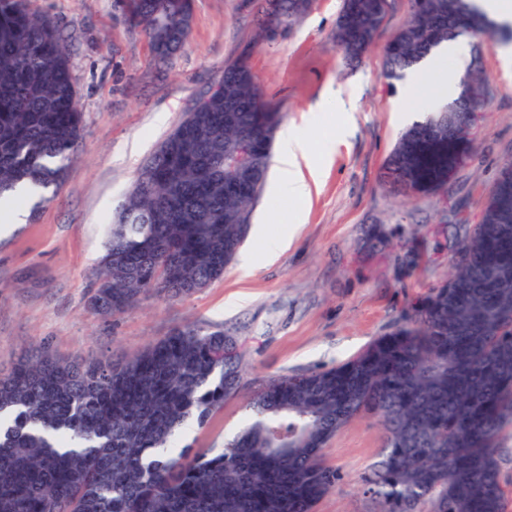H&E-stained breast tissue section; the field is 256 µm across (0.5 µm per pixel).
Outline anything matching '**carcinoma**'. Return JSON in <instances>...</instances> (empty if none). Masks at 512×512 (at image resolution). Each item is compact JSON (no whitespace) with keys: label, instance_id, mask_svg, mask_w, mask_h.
<instances>
[{"label":"carcinoma","instance_id":"carcinoma-1","mask_svg":"<svg viewBox=\"0 0 512 512\" xmlns=\"http://www.w3.org/2000/svg\"><path fill=\"white\" fill-rule=\"evenodd\" d=\"M386 47L400 80L444 42L487 30L470 0H410ZM311 0H269L272 35ZM386 0H343L336 42L365 54ZM129 23L170 62L192 0H127ZM55 18L0 0V200L22 182L59 190L82 131L70 57ZM482 84L400 136L388 168L419 194L447 186L469 155L463 114ZM279 112L239 59L148 159L110 223L90 297L110 317L146 294L176 299L224 275L270 165ZM242 343L186 327L121 364L67 360L44 344L0 374V512H313L341 480L323 459L352 418L384 430L363 492L379 512H505L499 448L512 437V159L501 168L448 282L345 363L269 381L245 428L218 452L164 455L175 430L204 424L238 388Z\"/></svg>","mask_w":512,"mask_h":512}]
</instances>
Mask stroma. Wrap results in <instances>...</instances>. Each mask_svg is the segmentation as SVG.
Wrapping results in <instances>:
<instances>
[{
  "label": "stroma",
  "mask_w": 512,
  "mask_h": 512,
  "mask_svg": "<svg viewBox=\"0 0 512 512\" xmlns=\"http://www.w3.org/2000/svg\"><path fill=\"white\" fill-rule=\"evenodd\" d=\"M264 0H193L188 44L167 71L132 27L120 0H28L55 17L67 42L83 127L65 182L50 201L19 204L27 221L0 237V374L25 350L49 343L68 360L123 362L188 324L224 330L244 346L238 392L206 424L189 419L171 447L223 448L246 404L273 377L335 368L402 323L410 306L448 279L506 160L512 159V68L484 44L488 93L474 149L446 189L405 195L387 161L407 126L402 82L384 76L387 44L410 18L409 0H390L362 61L345 65L334 39L342 0H312L276 35L261 34ZM247 58L282 124L309 126L323 163L305 205L264 185L254 200L240 256L222 278L179 298L151 295L114 317L90 304L108 221L157 145L218 82ZM338 108H325L329 99ZM299 217L296 230L285 220ZM251 266H243V254ZM382 429L358 416L331 438L326 463L340 481L314 512H376L361 475L375 461Z\"/></svg>",
  "instance_id": "stroma-1"
}]
</instances>
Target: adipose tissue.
<instances>
[{
	"instance_id": "obj_1",
	"label": "adipose tissue",
	"mask_w": 512,
	"mask_h": 512,
	"mask_svg": "<svg viewBox=\"0 0 512 512\" xmlns=\"http://www.w3.org/2000/svg\"><path fill=\"white\" fill-rule=\"evenodd\" d=\"M470 58L467 47L450 42L439 48L407 80L406 95L425 103L453 96L457 73ZM320 175V167L308 151L303 129L284 125L280 131L274 188L288 200L303 203L311 196V183Z\"/></svg>"
}]
</instances>
